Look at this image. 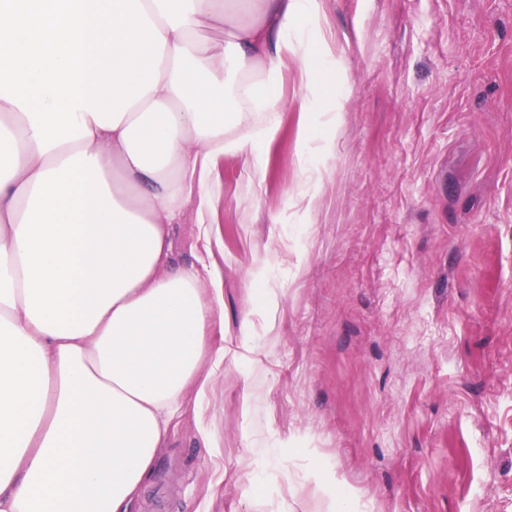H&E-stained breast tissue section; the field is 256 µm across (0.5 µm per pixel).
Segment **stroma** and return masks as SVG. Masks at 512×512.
<instances>
[{"label":"stroma","mask_w":512,"mask_h":512,"mask_svg":"<svg viewBox=\"0 0 512 512\" xmlns=\"http://www.w3.org/2000/svg\"><path fill=\"white\" fill-rule=\"evenodd\" d=\"M317 4L296 37L335 92L301 106L284 57L262 168L211 170L224 337L250 317L254 352L132 512H322L341 485L346 512H512V0Z\"/></svg>","instance_id":"stroma-1"}]
</instances>
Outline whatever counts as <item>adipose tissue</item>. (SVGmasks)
<instances>
[{
    "mask_svg": "<svg viewBox=\"0 0 512 512\" xmlns=\"http://www.w3.org/2000/svg\"><path fill=\"white\" fill-rule=\"evenodd\" d=\"M313 0H0V512H129L214 367L224 275L172 259L210 162L255 154ZM224 32L209 38L211 29Z\"/></svg>",
    "mask_w": 512,
    "mask_h": 512,
    "instance_id": "obj_1",
    "label": "adipose tissue"
}]
</instances>
